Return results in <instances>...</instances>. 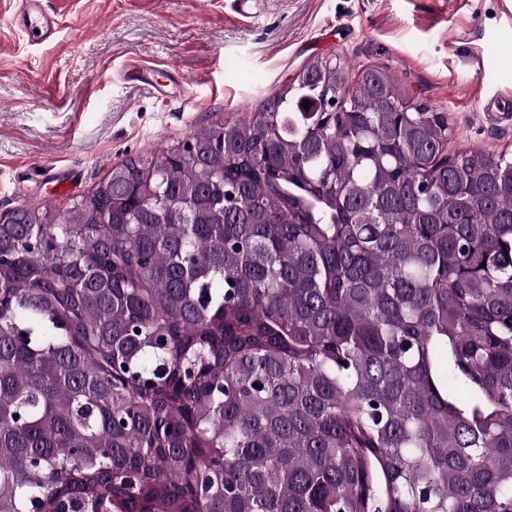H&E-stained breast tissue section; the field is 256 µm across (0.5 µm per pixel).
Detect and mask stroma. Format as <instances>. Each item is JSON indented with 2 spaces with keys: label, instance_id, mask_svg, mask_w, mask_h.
<instances>
[{
  "label": "stroma",
  "instance_id": "1",
  "mask_svg": "<svg viewBox=\"0 0 512 512\" xmlns=\"http://www.w3.org/2000/svg\"><path fill=\"white\" fill-rule=\"evenodd\" d=\"M52 37L0 8V218L64 209L113 167L245 121L313 57L385 68L447 113L445 152L512 153V0H44ZM166 80L157 94L128 68Z\"/></svg>",
  "mask_w": 512,
  "mask_h": 512
}]
</instances>
